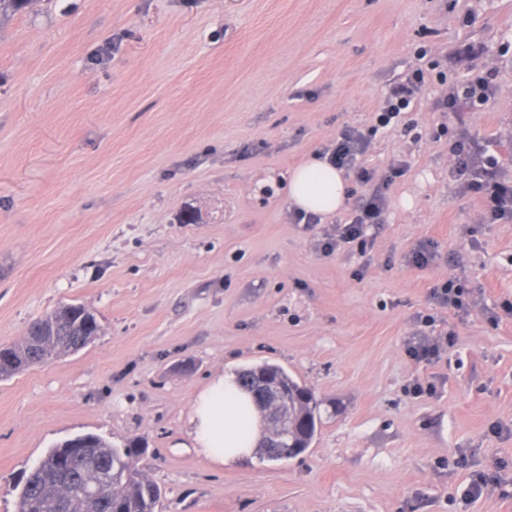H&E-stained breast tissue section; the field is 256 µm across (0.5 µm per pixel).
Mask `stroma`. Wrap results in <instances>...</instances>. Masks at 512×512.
<instances>
[{
  "instance_id": "1",
  "label": "stroma",
  "mask_w": 512,
  "mask_h": 512,
  "mask_svg": "<svg viewBox=\"0 0 512 512\" xmlns=\"http://www.w3.org/2000/svg\"><path fill=\"white\" fill-rule=\"evenodd\" d=\"M417 68L425 87L381 125ZM486 70L487 102L445 107L449 83ZM463 126L512 169V0H32L0 15V344L64 302L101 326L0 380V512L81 434L145 439L162 512H512V221L478 223L459 193ZM348 129L388 204L364 245L328 253L348 209L295 223L284 187ZM187 205L199 223H180ZM422 244L434 258L418 268ZM453 275L467 312L432 298ZM418 334L438 357L410 356ZM263 361L327 402L322 426L301 457L217 468L186 435L193 399ZM476 471L506 491L463 502Z\"/></svg>"
}]
</instances>
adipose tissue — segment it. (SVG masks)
I'll use <instances>...</instances> for the list:
<instances>
[{
  "label": "adipose tissue",
  "instance_id": "adipose-tissue-1",
  "mask_svg": "<svg viewBox=\"0 0 512 512\" xmlns=\"http://www.w3.org/2000/svg\"><path fill=\"white\" fill-rule=\"evenodd\" d=\"M286 193L291 207L324 217L344 206L348 183L342 171L316 159L292 172ZM260 430V417L237 387L234 374L212 376L195 395L187 434L193 448L215 466L230 467L248 459Z\"/></svg>",
  "mask_w": 512,
  "mask_h": 512
}]
</instances>
